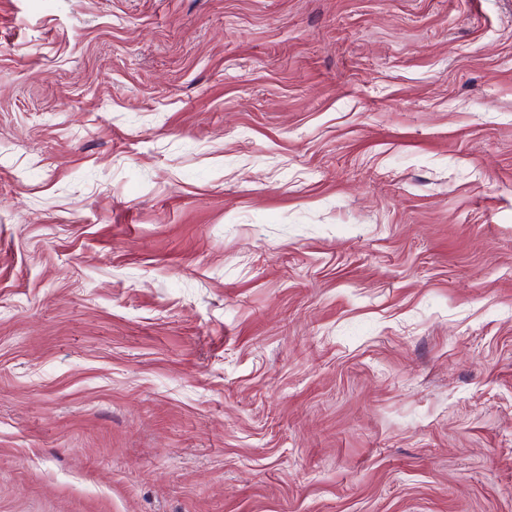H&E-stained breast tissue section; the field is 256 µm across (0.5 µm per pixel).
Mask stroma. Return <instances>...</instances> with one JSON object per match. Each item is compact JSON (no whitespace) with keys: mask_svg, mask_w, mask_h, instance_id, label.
I'll return each mask as SVG.
<instances>
[{"mask_svg":"<svg viewBox=\"0 0 512 512\" xmlns=\"http://www.w3.org/2000/svg\"><path fill=\"white\" fill-rule=\"evenodd\" d=\"M0 512H512V0H0Z\"/></svg>","mask_w":512,"mask_h":512,"instance_id":"obj_1","label":"stroma"}]
</instances>
